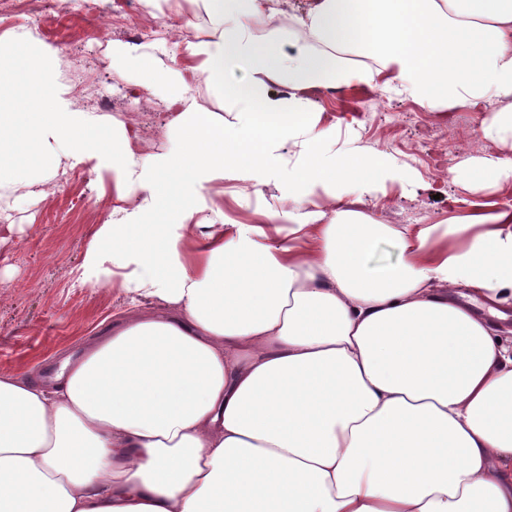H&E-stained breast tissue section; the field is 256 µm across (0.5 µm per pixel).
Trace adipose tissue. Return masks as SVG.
<instances>
[{
  "label": "adipose tissue",
  "mask_w": 512,
  "mask_h": 512,
  "mask_svg": "<svg viewBox=\"0 0 512 512\" xmlns=\"http://www.w3.org/2000/svg\"><path fill=\"white\" fill-rule=\"evenodd\" d=\"M189 2L184 26L202 13L208 32L184 43L187 65L145 56L140 81L164 86L177 149L137 157L124 126L71 111L50 92L56 56L35 64L28 111H0L1 187L65 163L115 171L82 281L118 266L152 304L62 355L53 384L0 371V512H512V345L457 298L512 299V233L462 245L452 219L398 230L339 207L360 170L407 173L331 151L306 95L378 85L484 113V136L504 140L512 0ZM263 40L296 59L260 55ZM242 64L241 94L226 76ZM202 79L222 112L199 104ZM272 159L297 208L228 225L225 181L261 184ZM171 190L172 223H147ZM387 237L399 263L369 269Z\"/></svg>",
  "instance_id": "obj_1"
}]
</instances>
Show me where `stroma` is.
<instances>
[{
	"mask_svg": "<svg viewBox=\"0 0 512 512\" xmlns=\"http://www.w3.org/2000/svg\"><path fill=\"white\" fill-rule=\"evenodd\" d=\"M33 29L35 46L11 44L29 9V0H0V39L9 40V61L16 69L11 85L0 88V107L20 111L34 88L24 69L28 58L43 56L45 49L59 51L62 64L55 73V89L65 91L76 112H93L120 121L134 132L132 147L146 157L170 149L175 136L159 95L137 83L140 59L115 70L109 46L121 41L149 51L159 37L158 19L181 28L182 40L205 36L210 21L200 15L192 27L169 7L152 15L143 0H45ZM112 14L108 30H100L96 16ZM308 96L320 111L321 126L336 133L337 153L350 154L359 147L387 153L408 170L405 181L374 183L373 173L354 177L343 187L342 202L376 221L401 228L407 215L434 224L451 216H471L512 211V180L495 183L471 168L470 160L512 157V139H487L480 129L482 113L466 109L433 112L393 94L384 99L402 112L396 125L375 121L371 107L376 92L368 87L317 88ZM445 123L450 139L462 147L451 156L427 152L423 144L432 127ZM446 171L445 179L432 177L433 168ZM374 190H367V183ZM240 182L224 184V215L228 222L252 224L258 205L281 212L296 206L288 193V173L272 164L269 178L256 193L235 202ZM111 172H95L84 163L58 175L53 192L42 195L38 186L18 184L0 192V219L12 223V236L0 242V370L27 376L56 363L62 354L80 350L105 327L119 320L130 305L120 277L92 288L80 284L88 244L99 224L116 204Z\"/></svg>",
	"mask_w": 512,
	"mask_h": 512,
	"instance_id": "1",
	"label": "stroma"
}]
</instances>
